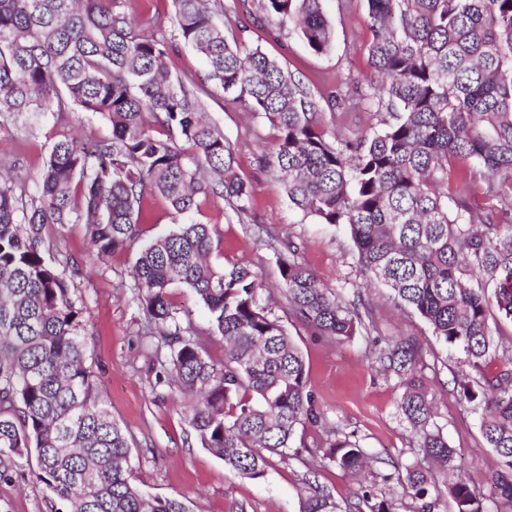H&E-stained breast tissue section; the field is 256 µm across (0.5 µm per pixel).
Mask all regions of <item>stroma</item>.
<instances>
[{"label":"stroma","mask_w":512,"mask_h":512,"mask_svg":"<svg viewBox=\"0 0 512 512\" xmlns=\"http://www.w3.org/2000/svg\"><path fill=\"white\" fill-rule=\"evenodd\" d=\"M325 16L334 31L326 53L312 52L292 26L276 27L260 13L224 25L226 37L244 36L251 47L276 59L317 101L323 102L321 125L328 135L352 137L382 127V113L360 101L354 82L371 77L364 47L371 39L365 0H324ZM173 77L204 87L201 99L210 119L234 147L233 168L250 188L252 206L234 214L222 199L206 201L198 221L214 225L219 245L215 263L246 262L259 282L279 283L278 256L285 242H294L302 263L322 282L345 298L360 295L363 308L377 322L375 332L359 333L341 343L314 335L288 312L281 294L268 304L300 348L307 387L327 424L355 433L362 448L374 456L373 471L389 473L412 462V433L398 404L402 389L393 375L382 372L371 358L373 342L391 336L416 337L423 347L418 377L437 405L436 422L470 486L483 495L489 512L500 502L489 480L493 453L480 433L478 418L461 401L455 387L470 369L463 355L439 344L428 325L397 309L389 290L367 288L356 267L353 242L343 227L324 224L290 204L276 173L261 162L263 147L275 132L263 118L241 111L206 82L201 57L184 46L168 62ZM111 135L99 115L74 111L49 113L34 126L22 123L0 128V175L20 179L34 192L35 176L50 142L60 134ZM22 165H14V156ZM135 250L113 255L106 262L89 255L81 224L56 229L50 257L54 262L75 260L80 273L74 280V299L84 309L88 338L87 364L103 390L113 420L131 441V464L136 484L151 495L185 501L191 512H299L304 474H314L337 500L351 497L357 482L333 466L317 464L311 451L298 458L273 460L263 477L251 479L230 472L223 461L198 445L187 415V402L157 379L166 355L157 337L148 335L147 319L131 300L129 274ZM173 304L186 312L213 357L222 354L223 341L212 332L207 311L186 287L171 288ZM0 512H50L47 492L30 482L0 486Z\"/></svg>","instance_id":"35a3bbf8"}]
</instances>
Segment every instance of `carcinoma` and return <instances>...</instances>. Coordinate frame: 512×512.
Returning <instances> with one entry per match:
<instances>
[{
	"label": "carcinoma",
	"mask_w": 512,
	"mask_h": 512,
	"mask_svg": "<svg viewBox=\"0 0 512 512\" xmlns=\"http://www.w3.org/2000/svg\"><path fill=\"white\" fill-rule=\"evenodd\" d=\"M126 0H0V123L21 114L79 108L104 118L106 139L62 134L44 156L37 196L0 178V484L32 479L67 512H190L176 497L147 498L133 482L131 446L112 420L85 364L83 308L72 297L76 263L52 264L51 228L84 224L93 255L106 262L138 237L145 207L168 203L175 227L145 242L133 265V299L150 333L169 348V388L190 397L201 446L232 472L257 479L287 459L323 420L307 390L299 347L246 263L212 260L216 230L191 219L212 197L241 213L249 187L233 170L234 148L208 121L193 87L168 60L198 51L206 79L277 131L263 152L290 202L325 224L343 225L365 285L388 288L475 377L459 396L478 410L493 449L492 478L512 507V0H366L365 47L380 80L359 96L391 121L373 135L327 136L318 103L278 61L215 18L221 0H173L177 35L159 19H136ZM323 0H258L268 22L294 23L310 50L333 45ZM478 177L492 180L483 199ZM453 205H448V202ZM279 258L288 308L312 332L340 343L366 328L346 302L297 260ZM194 291L223 340L213 359L170 289ZM421 348L401 336L374 362L403 387L399 410L416 439L410 466L378 473L338 501L307 478L300 512H394L377 482L396 481L434 512L442 493L457 512H488L458 470L456 453L429 428L433 400L416 375ZM501 357L494 373L487 360ZM319 461L358 475L373 458L335 426L313 442ZM34 455L27 472L22 455ZM448 475L437 487L432 470Z\"/></svg>",
	"instance_id": "carcinoma-1"
}]
</instances>
